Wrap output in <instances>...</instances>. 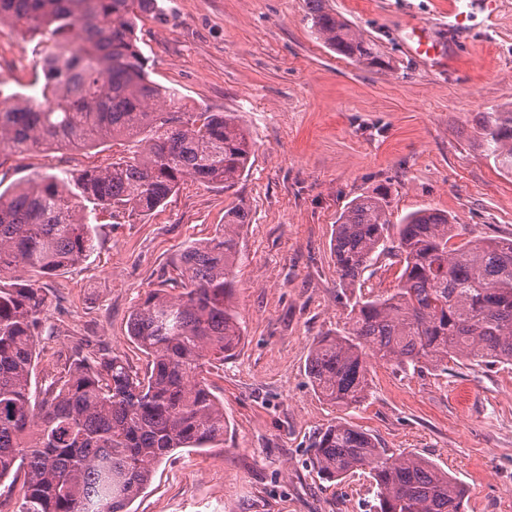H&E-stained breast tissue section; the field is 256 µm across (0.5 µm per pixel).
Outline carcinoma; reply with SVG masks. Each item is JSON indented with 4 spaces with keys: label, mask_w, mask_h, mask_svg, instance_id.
Wrapping results in <instances>:
<instances>
[{
    "label": "carcinoma",
    "mask_w": 512,
    "mask_h": 512,
    "mask_svg": "<svg viewBox=\"0 0 512 512\" xmlns=\"http://www.w3.org/2000/svg\"><path fill=\"white\" fill-rule=\"evenodd\" d=\"M311 29L329 49L373 67L370 38L328 0H305ZM161 0H0V27L41 47L36 95L0 84V166L33 149H87L118 137L135 154L77 177L45 172L0 191V482L24 471L15 512H127L156 467L181 448L224 441V405L208 375L242 339L232 306L242 209L224 230L190 245L170 289L150 291L128 336L149 356L144 375L117 356L73 364L58 386L33 390L46 288L93 247L85 203L149 214L186 179L231 189L254 144L233 112L197 111L149 79L137 22ZM487 156L512 169V112L480 123ZM452 218L424 209L394 224L382 194L362 195L340 214L333 254L351 288L375 257L402 264L388 295L351 306L348 327L321 336L307 373L322 399L351 406L367 397L366 360L444 371L460 360L512 364V238L450 244ZM312 466L326 482L362 471L375 488L371 512H465L466 485L412 453H388L345 422L315 439Z\"/></svg>",
    "instance_id": "obj_1"
}]
</instances>
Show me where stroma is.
Masks as SVG:
<instances>
[{"mask_svg":"<svg viewBox=\"0 0 512 512\" xmlns=\"http://www.w3.org/2000/svg\"><path fill=\"white\" fill-rule=\"evenodd\" d=\"M139 22L151 78L194 106L235 112L255 143L231 190L188 180L147 215L96 209L95 248L47 281L33 380L55 381L74 351L107 353L144 371L127 334L147 292L173 278L182 250L221 232L224 213L248 212L239 230L233 305L243 340L210 374L224 404V443L179 451L160 464L130 512H369L366 474L340 484L310 466L315 435L334 421L362 428L389 452L424 456L469 489L466 512H512V365L449 363L416 370L371 363L356 407L323 401L306 371L317 338L342 329L355 298L385 295L400 267L378 257L361 288H342L331 249L344 206L383 193L391 222L448 212L463 238H512V171L486 156L479 121L512 110V0L469 28H448V0H330L375 43L377 71L316 38L305 0H162ZM441 38L445 65L409 51L413 26ZM11 58L0 83L32 93L38 49L0 28ZM134 142L38 152L0 165V187L61 176L132 155Z\"/></svg>","mask_w":512,"mask_h":512,"instance_id":"stroma-1","label":"stroma"}]
</instances>
